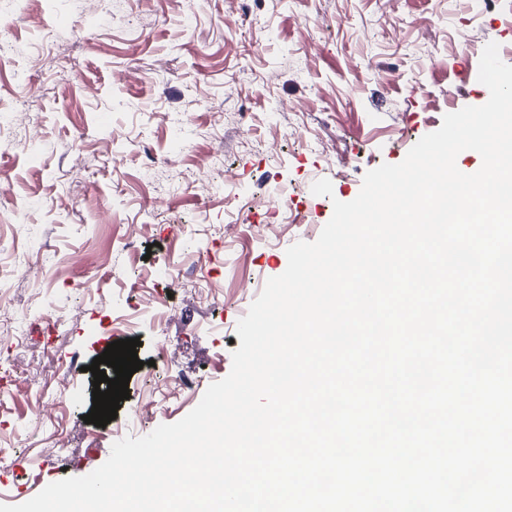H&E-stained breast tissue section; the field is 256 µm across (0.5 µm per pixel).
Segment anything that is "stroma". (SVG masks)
<instances>
[{
  "instance_id": "stroma-1",
  "label": "stroma",
  "mask_w": 512,
  "mask_h": 512,
  "mask_svg": "<svg viewBox=\"0 0 512 512\" xmlns=\"http://www.w3.org/2000/svg\"><path fill=\"white\" fill-rule=\"evenodd\" d=\"M47 33L39 97L0 69V280L24 330L0 332V363L15 366L0 373L5 504L195 408L229 374L237 323L287 248L315 241L367 171L485 103L479 49L498 43L512 65V0H103L95 14L86 0H0L17 64ZM323 178L332 196L312 193ZM274 182L288 186L279 206ZM16 252L46 255L47 280ZM163 262L178 282L152 275ZM111 337L140 338L143 367L102 428L83 420L87 367ZM162 347L173 360L151 372ZM157 385L174 392L166 406L149 404Z\"/></svg>"
}]
</instances>
